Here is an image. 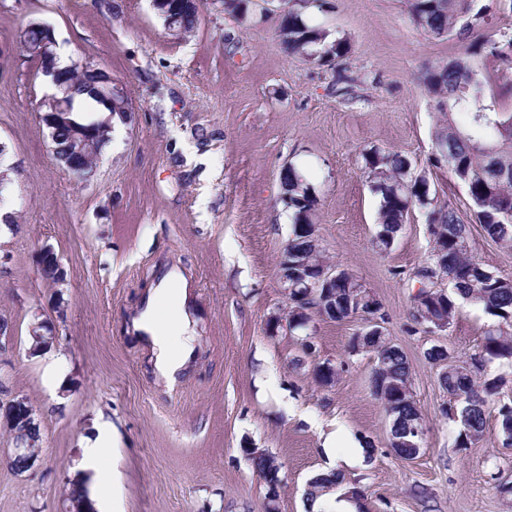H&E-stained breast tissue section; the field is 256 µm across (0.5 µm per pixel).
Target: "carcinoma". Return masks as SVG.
Returning a JSON list of instances; mask_svg holds the SVG:
<instances>
[{"mask_svg": "<svg viewBox=\"0 0 512 512\" xmlns=\"http://www.w3.org/2000/svg\"><path fill=\"white\" fill-rule=\"evenodd\" d=\"M409 9L416 26L428 36H448L463 43L461 53L442 67L426 70L420 80L428 93L437 98L443 114V125L437 131L438 153L431 165L448 168V173L466 188L469 210H462L451 198L439 199L432 193L429 179L420 176L411 161L399 153L367 151L363 153V161L372 189L380 198L375 244L382 249L391 247L412 207L416 204L429 207L428 224L437 255L418 267L412 279L429 283L434 279L446 280L452 287L446 293L420 289L413 298L407 331H428L431 322L425 319L424 309H432L453 323L458 296L498 318L489 325L477 352L465 361L448 365L440 374L441 385L451 402L446 415L456 413L461 424L456 445L466 448L483 437L486 407L505 383L503 377L488 374L487 368L495 362L512 363V278L488 270L470 254L468 242L469 225L479 224L493 241L512 245V112L484 104L486 98H495L496 88L512 91V70L488 68L497 62L512 64V35L505 31L496 37L476 33L485 10L478 6V0H409ZM198 20L196 8L180 9L181 34L192 33ZM276 36L287 54L310 57L328 67L336 96L354 98L356 80L345 66L350 51L347 40L339 38L317 48L325 35L309 27L294 11L282 16ZM44 37L40 27L29 24L21 33V44L28 48L41 43ZM110 137L111 132L100 126L93 129L91 138L96 151L81 155V164L90 170L95 168ZM79 145L72 127L63 124L57 127L54 141L57 153L75 154ZM280 183L288 208L293 211L288 248L283 254L290 263L315 250L321 258H326L321 243H313L303 230L304 225L315 223L316 216L317 200L309 186L292 167L282 170ZM38 264L46 281H57L59 270L55 258L43 256ZM369 296L367 289L345 270L336 279V287L322 288L319 293L306 294L300 299L303 313L288 320L289 330L306 329L314 314L321 317L326 313L330 320L343 321L367 310L384 319L377 299H372L374 308L368 309ZM351 348L375 354L371 388L392 416L391 451L401 461L415 459L420 450L410 445L414 436L409 427L421 419V411L414 395L409 393L410 366L405 353L396 344L385 343L365 330L352 338ZM337 375L338 371L328 362L313 368V377L322 387L332 384ZM498 418L499 440L511 448L512 404H501ZM245 453L257 474L268 477L270 483L279 482L277 458L257 457L249 448ZM70 485L69 503L74 512H94L84 483L73 480ZM332 487L334 483L327 477L312 478L306 501L312 504L331 494Z\"/></svg>", "mask_w": 512, "mask_h": 512, "instance_id": "cac0c4a2", "label": "carcinoma"}]
</instances>
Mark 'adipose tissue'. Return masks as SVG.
Returning a JSON list of instances; mask_svg holds the SVG:
<instances>
[{"mask_svg":"<svg viewBox=\"0 0 512 512\" xmlns=\"http://www.w3.org/2000/svg\"><path fill=\"white\" fill-rule=\"evenodd\" d=\"M186 284L176 274L164 276L153 288L150 302L136 323L148 334L158 371L175 381L192 352L191 322L184 311Z\"/></svg>","mask_w":512,"mask_h":512,"instance_id":"obj_1","label":"adipose tissue"}]
</instances>
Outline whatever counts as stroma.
<instances>
[{
  "mask_svg": "<svg viewBox=\"0 0 512 512\" xmlns=\"http://www.w3.org/2000/svg\"><path fill=\"white\" fill-rule=\"evenodd\" d=\"M329 40L347 38L346 64L360 102L331 89V74L285 54L276 37L280 0H251L246 20L204 0L193 33L174 36L150 0H0V43L18 45L32 21L50 24L64 60L109 70L131 115L113 124L90 181L55 159L39 105L49 92L34 61L14 56L0 69V143L17 170L9 199L15 224L0 231V320L13 327L0 346V401L25 399L40 424V460L18 473L0 428V512H66L86 437L98 422L117 438L105 449L119 475L113 488L87 479L104 512H305L309 480L329 464L323 447L339 432L368 448L348 468L370 512H512L498 482H512V447L498 439L500 402L512 401V365H492L507 384L488 404L484 436L455 445L445 416L434 345L465 360L492 318L464 303L446 332L408 333L417 291L408 275L432 249L422 209L412 208L391 249L374 244L379 197L362 155H407L428 171L439 198L465 200L447 168H433L437 100L418 78L459 47L416 27L408 0H294ZM295 167L317 199L320 242L379 300L384 334L410 363L426 432L412 462L391 453V422L371 391L376 359L348 345L360 317H317L307 329L316 357L295 365L297 337L272 326L286 306L279 262L293 222L280 172ZM473 256L512 278V246L471 225ZM63 276L46 282L43 247ZM188 283L195 353L175 386L151 352L130 340L131 321L168 270ZM46 323L53 341L29 355L30 329ZM342 370L330 387L315 362ZM263 448L281 470L276 499L245 449Z\"/></svg>",
  "mask_w": 512,
  "mask_h": 512,
  "instance_id": "35a3bbf8",
  "label": "stroma"
}]
</instances>
